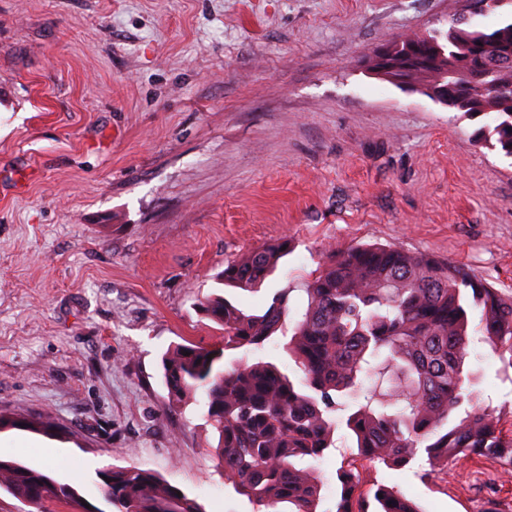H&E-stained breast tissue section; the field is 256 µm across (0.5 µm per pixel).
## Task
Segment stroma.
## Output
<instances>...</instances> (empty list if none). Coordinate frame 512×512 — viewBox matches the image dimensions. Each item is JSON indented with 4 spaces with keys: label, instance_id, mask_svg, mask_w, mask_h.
Masks as SVG:
<instances>
[{
    "label": "stroma",
    "instance_id": "stroma-1",
    "mask_svg": "<svg viewBox=\"0 0 512 512\" xmlns=\"http://www.w3.org/2000/svg\"><path fill=\"white\" fill-rule=\"evenodd\" d=\"M492 29L512 0H0V448L99 512V471L149 469L205 512H253L210 460L205 396L174 409L162 358L222 333L198 303L249 312L326 255L392 245L512 291V157L468 115L373 75V52L456 20ZM290 238L261 289L227 260ZM469 368L512 435V382L485 344ZM56 447L59 465L38 458ZM350 436L316 464L324 512ZM424 512H512V467L424 476L361 461Z\"/></svg>",
    "mask_w": 512,
    "mask_h": 512
}]
</instances>
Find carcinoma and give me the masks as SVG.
<instances>
[{"mask_svg":"<svg viewBox=\"0 0 512 512\" xmlns=\"http://www.w3.org/2000/svg\"><path fill=\"white\" fill-rule=\"evenodd\" d=\"M499 37L492 70L512 83V23ZM484 31L457 26L436 47L448 69L422 66L416 78L448 88V107L492 114L494 125L477 136L512 157V93L464 89L461 47L475 50ZM286 240L254 248L228 261L219 280L227 288H259L288 253ZM307 305L294 317L288 292L261 313L215 295L199 308L222 330L218 346H175L163 360L168 401L187 403L201 390L207 420L218 433L217 465L257 512H321L323 482L314 462L345 427L357 454L386 466H406L423 455L435 472L448 460L472 456L512 465V438L498 428L495 410L466 386L464 366L474 340L503 353L512 370V295L463 267L396 246L357 245L332 251L307 281ZM282 348L301 375L249 355ZM509 357H504V354ZM389 383L386 398L366 386ZM114 512H203L201 504L139 467L99 472ZM47 502H81L77 490L46 473L0 460V489ZM336 512H420L401 492L375 485L363 492L351 466L336 471Z\"/></svg>","mask_w":512,"mask_h":512,"instance_id":"cac0c4a2","label":"carcinoma"}]
</instances>
